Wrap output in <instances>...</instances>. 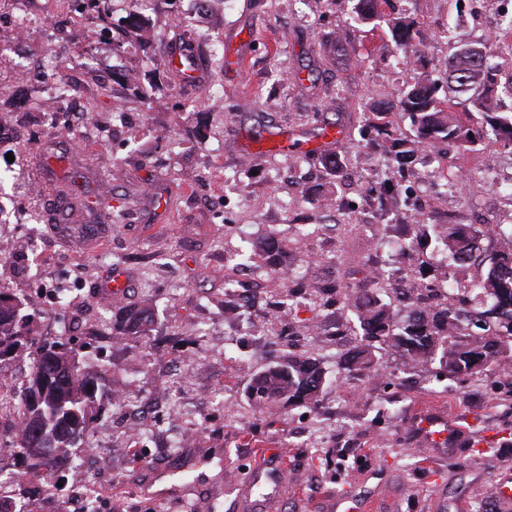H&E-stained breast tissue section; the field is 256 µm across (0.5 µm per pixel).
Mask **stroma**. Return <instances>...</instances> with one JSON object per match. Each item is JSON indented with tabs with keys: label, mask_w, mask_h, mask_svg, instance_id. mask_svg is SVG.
<instances>
[{
	"label": "stroma",
	"mask_w": 512,
	"mask_h": 512,
	"mask_svg": "<svg viewBox=\"0 0 512 512\" xmlns=\"http://www.w3.org/2000/svg\"><path fill=\"white\" fill-rule=\"evenodd\" d=\"M395 11L359 25L358 0H224L198 16L191 0H168L148 11L150 29L125 52L113 51L109 28L123 24L127 8L111 17L86 15L78 63V93L90 111L73 139H60L43 123L38 88L16 86L0 105V206L22 202L29 175L46 195L31 199L43 220L19 230L0 223L8 242L10 290L24 295L39 336L66 343L108 371L97 395L102 408L88 436L112 437V484L99 512H331L336 495L360 499L365 512H512L497 499L512 481V372L496 367L480 383L460 384L434 366L404 370L397 353L383 357L385 377L338 376L318 398L317 409L241 416L247 376L244 361L265 363L269 353L297 351L292 338L265 336V307L250 326L224 316V282L240 278L242 256L255 239L273 231L288 246L287 271L318 286L333 281L352 290L350 304L325 297L318 308L300 304L293 330L309 329L328 370L358 343L354 307L377 285L369 266L395 244L411 246L407 270L421 283L437 282L451 259L434 239L416 236L407 207L424 176L422 163L397 174L363 126L366 107L396 99L405 77L390 33L392 17L418 19L435 79L446 76L449 46L480 35L471 0H394ZM185 19L196 46L213 38L214 71L185 86L159 59L184 44L172 18ZM350 54L336 62L333 44ZM91 47V60L82 50ZM151 86L140 99L137 86ZM338 134L321 143L324 120ZM25 136L24 166L7 161ZM297 143L285 153L279 140ZM498 152L512 168V149L484 130L477 151L451 153L446 162L465 173L467 189L443 199L432 224L495 225L484 261L512 250V201L487 192L474 196L484 153ZM341 166L332 175L321 159ZM386 179L377 191L357 187L358 172ZM111 192H103L102 182ZM337 190L335 212L321 196ZM482 265L470 267L478 278ZM71 272L64 305L34 294L37 282ZM131 287L124 303H149L153 318L142 336L110 338L115 299L103 293L113 273ZM121 388L128 408L114 405ZM435 414L465 427L464 438L440 447L424 442L418 424ZM144 426L140 460L130 463L128 426ZM195 434L186 448L171 447L179 430ZM320 447L307 445L309 434ZM288 451V481L259 480L242 508L228 491L225 470L258 469V455ZM13 458H0V492L22 512L49 501L45 512H80L81 490L63 480L45 496V477L16 482Z\"/></svg>",
	"instance_id": "stroma-1"
}]
</instances>
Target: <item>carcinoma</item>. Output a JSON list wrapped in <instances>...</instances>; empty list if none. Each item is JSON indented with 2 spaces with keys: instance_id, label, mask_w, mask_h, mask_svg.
Segmentation results:
<instances>
[{
  "instance_id": "obj_1",
  "label": "carcinoma",
  "mask_w": 512,
  "mask_h": 512,
  "mask_svg": "<svg viewBox=\"0 0 512 512\" xmlns=\"http://www.w3.org/2000/svg\"><path fill=\"white\" fill-rule=\"evenodd\" d=\"M388 0H359L357 20L369 23L381 16ZM148 20L131 10L124 25L112 34V50L119 51L133 37L142 36ZM420 25L415 20L396 21L391 26L392 39L404 49L409 79L402 83L397 108L410 119L415 137L405 139L389 120V111L373 104L367 113V124L380 137L379 146L391 162H411L418 149L436 141H454L463 151H475L477 139L470 138L472 112L480 116V124L512 144V114L498 111L490 98L496 96L499 72L488 65L487 58L502 49L490 38L474 44L473 56L454 52L448 57V96L438 97V82L423 72L426 50L423 41H415ZM472 106L469 111L466 106ZM463 111H457V108ZM418 233L435 238L454 261V270L447 276L454 281L465 275L474 236L459 224H419ZM262 269L268 274H281L287 281L279 295L267 297L273 305L284 297H301L316 304L323 295L334 293L344 299L347 293L338 284L317 290L303 281L283 274L282 245L273 234L261 242ZM225 290L233 300L224 304V312L234 315L240 323H250L254 305V289L238 288L229 280ZM475 296H462L469 304L484 297L493 299L486 311L488 321L483 333L468 331L467 317L460 308L435 305L414 307L403 321L391 307L376 299L358 313L362 334L356 349L336 362L337 370L356 372L367 377L380 374L377 352L385 347L400 353L403 365L414 367L436 362L439 368L457 380L473 379L485 371L512 360V253L494 258L481 280L475 285ZM23 299L16 293L0 289V363L13 358L29 345L35 346L29 373L18 387L16 402L20 411V429L13 447L23 471L16 474L22 481L33 473L44 472L52 477L69 469L68 462L85 443L90 425L100 413L97 393L104 381L88 356L57 341L35 342L31 315L24 313ZM112 319V337L123 340L140 333L150 322L149 306L127 307L116 300ZM291 309L269 311L266 335L276 338L288 331ZM327 371L314 347L299 352L274 356L269 362L249 370L246 398L251 408L271 413L289 408L315 407Z\"/></svg>"
}]
</instances>
